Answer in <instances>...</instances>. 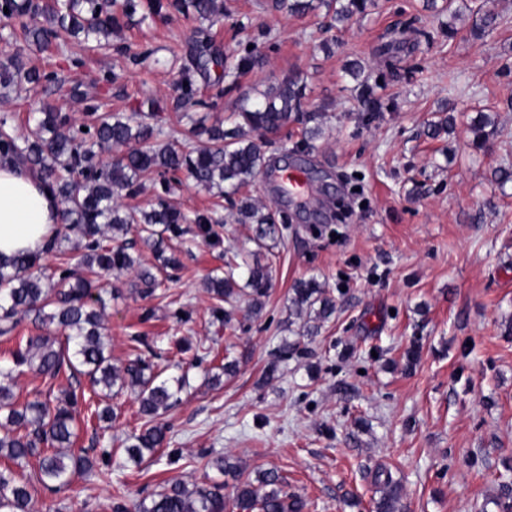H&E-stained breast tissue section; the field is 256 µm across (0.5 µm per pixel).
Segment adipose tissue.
<instances>
[{
  "label": "adipose tissue",
  "mask_w": 512,
  "mask_h": 512,
  "mask_svg": "<svg viewBox=\"0 0 512 512\" xmlns=\"http://www.w3.org/2000/svg\"><path fill=\"white\" fill-rule=\"evenodd\" d=\"M61 222L53 191L37 174L0 166V259L42 252Z\"/></svg>",
  "instance_id": "adipose-tissue-1"
}]
</instances>
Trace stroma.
Instances as JSON below:
<instances>
[{
	"instance_id": "stroma-1",
	"label": "stroma",
	"mask_w": 512,
	"mask_h": 512,
	"mask_svg": "<svg viewBox=\"0 0 512 512\" xmlns=\"http://www.w3.org/2000/svg\"><path fill=\"white\" fill-rule=\"evenodd\" d=\"M367 16L326 30L325 11L291 16L274 0H224L223 24L210 34L225 54L256 40L262 66L225 83L224 97L209 105L200 84L194 121L212 125L281 75L301 72L308 110L326 134L314 149L284 154L300 140L299 126L269 136V165H292L305 174L283 243L263 252L274 286L259 316L236 313L225 324L221 304L206 288L251 236L236 223L229 203L189 180L163 190L146 182L122 204L137 209L163 196L189 213H216L215 235L198 226L172 238L179 266L160 269L137 233L127 240L143 268L156 271L154 297L141 298L136 273L103 283L102 319L112 361L152 359L163 378L187 375L180 402L166 412L168 444L141 466L126 461L124 442L143 421L133 394L112 404L117 417L101 431L80 415L77 447L89 455L112 450L110 467L74 475L70 490H39L31 512H114L118 489L148 495L172 478L186 483L224 479L203 455L232 456L244 473L275 468L288 492L308 502V512H375L377 479L390 472L404 489V512H499L494 499L512 481V183L493 172L512 166V0H500L507 22L484 40L469 36L473 17L460 10L455 37L426 0H376ZM205 23L196 17H133L112 34L111 48L84 53L69 68L60 36L48 49L22 36L0 39V57L22 52L30 65L80 84L85 99L27 87L0 98L19 129L33 124L43 103L87 122L86 101L104 112H138L146 99L177 94L178 55ZM412 45L406 69L385 93L390 109L372 121L355 107L350 60L376 68L377 46L389 38ZM335 41L332 53L322 40ZM454 107V130L431 137L428 124L443 104ZM494 117L489 150L475 148L469 125L478 112ZM315 279L336 294L337 310L307 337L303 320L289 321L295 281ZM293 343L281 359V341ZM238 359L235 376L220 375L225 357ZM280 376L264 379L270 364ZM91 393L86 377L46 384L23 370L14 392L60 396Z\"/></svg>"
}]
</instances>
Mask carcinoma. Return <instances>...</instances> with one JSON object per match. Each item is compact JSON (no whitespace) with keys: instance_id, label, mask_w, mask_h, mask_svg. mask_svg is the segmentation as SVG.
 Segmentation results:
<instances>
[{"instance_id":"1","label":"carcinoma","mask_w":512,"mask_h":512,"mask_svg":"<svg viewBox=\"0 0 512 512\" xmlns=\"http://www.w3.org/2000/svg\"><path fill=\"white\" fill-rule=\"evenodd\" d=\"M371 0H322L326 14L333 22L350 21L364 14ZM276 8L294 14L316 9L313 0H276ZM9 13H4V10ZM167 17L196 15L210 26L224 21L222 0H0V25H21L25 40L45 48L65 32L86 48H107L112 32L121 30L138 12ZM476 19L471 35L483 39L508 20L491 7L480 4L471 8ZM413 48L390 41L380 49L384 68L392 77L404 70L405 56ZM263 64L257 48H243L231 56L213 43L205 30L193 40L184 53L176 80L178 97L173 109L182 111L199 104L198 80L216 87L227 77H238ZM358 81L357 109L367 120L377 118L384 101L375 87L378 80L359 63L345 68ZM63 87L53 72L27 66L20 53L0 61V96L20 92L24 86ZM305 85L299 76L288 74L258 93L244 97L230 119L231 129L223 123L209 128L191 124L184 131L197 145L187 150L174 142L160 139L162 129L148 122L153 113L124 115L94 112L91 121L77 125L71 115L50 103L40 108L41 117L26 132L19 131L14 117L0 114V164L22 166L36 172L54 190L63 205L65 223L78 234L74 249L75 265L65 259L69 236L57 234L45 252L64 257L49 277L37 267L39 255L19 254L0 262V335L13 332L25 319L40 333L26 337L11 354L10 364L0 365V512H30L33 486L24 476L30 459H36L37 481L49 492H58L71 484L72 474L90 473L95 462L87 455L74 452L76 421L80 416L82 397L66 390L62 397L42 399L34 394L23 403L17 402L13 390L14 374L26 368L52 383L67 373L83 375L101 396L110 398L126 389L133 391L139 402V414L145 428L126 439L129 462L143 463L167 443V427L160 417L178 402V394L186 386L185 377L172 381L160 379L155 365L138 356L124 366L112 363L109 343L102 333L101 311L106 308L102 293L96 292L97 278L103 274L119 275L134 268L136 259L128 252L126 236L132 225L139 231L156 257L166 267L179 261L166 255L168 245L154 227L180 236L182 225L195 223L209 233L213 218L188 214L159 199L137 211H127L119 203L121 194L140 192L144 180L161 178L171 181L182 174L195 185L227 199L236 208L238 221L252 226L255 251L247 252L241 268L244 285L235 278V268L224 277L209 279L208 288L215 298L227 303L247 298L248 310L258 314L272 286V267L259 259L260 250L284 241L288 217L278 210L256 202L243 194L267 167L262 139L297 123L302 125L300 144L314 147L324 137L323 128L310 125L306 109ZM493 125L490 116L479 115L472 132L479 146H484ZM105 147H125L127 151L110 163L98 159ZM114 246L103 244L106 234ZM290 314L314 315L318 321L329 320L336 312V298L329 289L314 279L298 280L291 288ZM57 326L64 333L59 339L42 329ZM382 494L376 501V512H402L403 486L386 475ZM223 482L205 481L189 485L175 481L132 504V512H305L307 503L285 490L278 471L267 469L255 479L240 480L226 495Z\"/></svg>"}]
</instances>
